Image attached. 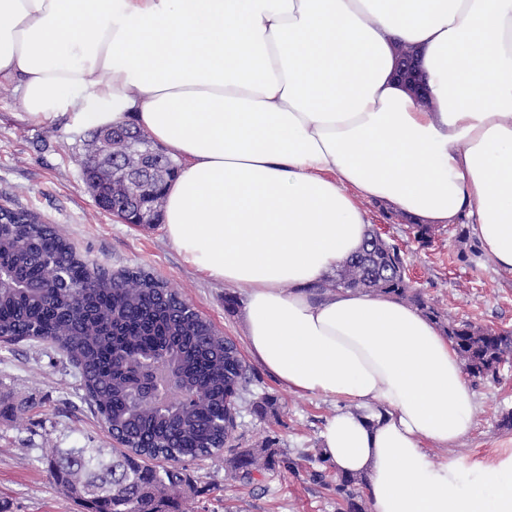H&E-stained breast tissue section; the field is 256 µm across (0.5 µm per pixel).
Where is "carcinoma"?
I'll list each match as a JSON object with an SVG mask.
<instances>
[{
    "label": "carcinoma",
    "mask_w": 512,
    "mask_h": 512,
    "mask_svg": "<svg viewBox=\"0 0 512 512\" xmlns=\"http://www.w3.org/2000/svg\"><path fill=\"white\" fill-rule=\"evenodd\" d=\"M152 143L144 132L117 133L112 162L100 163L84 143L82 167L99 188L98 205L110 213L125 204L137 225H152L163 207L164 187L178 169L170 156L148 167L154 193L137 198L121 177L143 159ZM400 247L367 228L361 248L342 260L321 290H350L405 301L438 324L470 378L498 380L512 359V328L484 327L448 318L423 297L407 274ZM0 336L8 343L50 344L74 363L84 398L122 448H53L42 454L53 483L83 512H186L200 490L183 477L186 465L225 453L227 473L247 484L254 474L297 462L268 436L256 448L236 444L237 417L250 382L234 341L220 337L212 323L165 284L142 271L122 277L92 271L56 228L23 212L0 213ZM157 363V379L172 372L186 397L164 394L154 404L143 393L142 360ZM260 417L278 416L277 401L263 394L250 401ZM308 458L318 464L312 477L328 482L342 502L340 512H368L366 477L331 469L323 449Z\"/></svg>",
    "instance_id": "cac0c4a2"
}]
</instances>
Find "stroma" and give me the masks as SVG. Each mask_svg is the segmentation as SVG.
<instances>
[{
  "mask_svg": "<svg viewBox=\"0 0 512 512\" xmlns=\"http://www.w3.org/2000/svg\"><path fill=\"white\" fill-rule=\"evenodd\" d=\"M16 84L0 82V208L23 210L56 227L91 265L114 272L143 268L188 299L215 328L244 342L242 311L227 312L231 289L197 273L169 242L163 227L142 229L100 210L82 180L86 131L44 127L19 116ZM371 224L407 255L410 276L426 299L449 317L492 328H512V272L488 256H473L479 243L462 225L437 226L431 245L420 246L399 213L385 203L366 206ZM249 388L276 398L278 418L242 410L236 435L243 448L275 436L290 456L319 444L325 420L338 401L281 386L251 364ZM474 428L456 448L467 459L489 460L512 452V430L499 427L512 411V363L498 383H473ZM82 389L65 356L23 341L0 345V506L5 512H80L50 480L37 456L43 448H108L112 438L81 398ZM309 462L279 469L244 486L226 477L220 462L190 465L194 484L189 512H336V496L309 477Z\"/></svg>",
  "mask_w": 512,
  "mask_h": 512,
  "instance_id": "35a3bbf8",
  "label": "stroma"
}]
</instances>
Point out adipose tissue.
<instances>
[{"instance_id": "obj_1", "label": "adipose tissue", "mask_w": 512, "mask_h": 512, "mask_svg": "<svg viewBox=\"0 0 512 512\" xmlns=\"http://www.w3.org/2000/svg\"><path fill=\"white\" fill-rule=\"evenodd\" d=\"M416 55L418 98L395 71ZM22 119L132 126L182 162L168 240L245 298L251 358L349 402L320 434L370 512H512V452L459 457L475 393L410 304L319 291L365 203L467 220L512 271V0H0Z\"/></svg>"}]
</instances>
